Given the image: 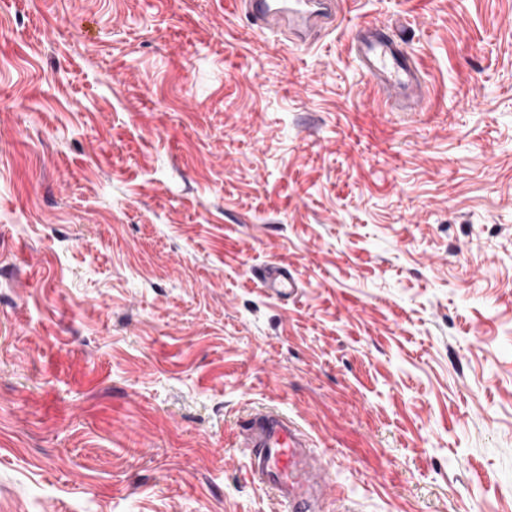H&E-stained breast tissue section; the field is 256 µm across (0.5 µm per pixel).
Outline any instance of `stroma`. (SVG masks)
Segmentation results:
<instances>
[{
  "instance_id": "stroma-1",
  "label": "stroma",
  "mask_w": 512,
  "mask_h": 512,
  "mask_svg": "<svg viewBox=\"0 0 512 512\" xmlns=\"http://www.w3.org/2000/svg\"><path fill=\"white\" fill-rule=\"evenodd\" d=\"M372 22L423 111L356 71ZM260 407L327 512H512V0H345L303 45L230 0H0V512H287ZM350 50L358 70L391 109L419 112L423 108L427 91L402 36L387 28L365 26L352 35ZM263 287L271 295L279 298H291L299 292V280L288 267L272 265L260 275ZM249 448L253 482L273 490L289 512H325L330 459L316 453L309 437L287 417L258 411L240 434Z\"/></svg>"
}]
</instances>
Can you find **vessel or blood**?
<instances>
[{
	"instance_id": "obj_1",
	"label": "vessel or blood",
	"mask_w": 512,
	"mask_h": 512,
	"mask_svg": "<svg viewBox=\"0 0 512 512\" xmlns=\"http://www.w3.org/2000/svg\"><path fill=\"white\" fill-rule=\"evenodd\" d=\"M258 29L270 34L294 31L309 41L341 8V0H234ZM350 50L358 70L381 93L386 105L420 111L427 91L402 36L378 26L356 31ZM266 291L279 298L299 292V280L287 267L272 265L261 276ZM248 448L247 470L253 482L273 490L288 512H324L330 459L316 453L309 437L287 417L256 412L240 434Z\"/></svg>"
}]
</instances>
